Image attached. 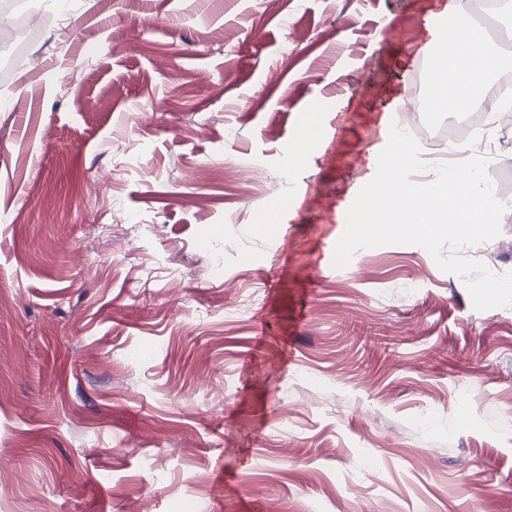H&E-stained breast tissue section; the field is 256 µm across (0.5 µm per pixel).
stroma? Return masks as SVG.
<instances>
[{
  "label": "stroma",
  "instance_id": "35a3bbf8",
  "mask_svg": "<svg viewBox=\"0 0 512 512\" xmlns=\"http://www.w3.org/2000/svg\"><path fill=\"white\" fill-rule=\"evenodd\" d=\"M444 3L17 0L0 512H512V307L324 271Z\"/></svg>",
  "mask_w": 512,
  "mask_h": 512
}]
</instances>
